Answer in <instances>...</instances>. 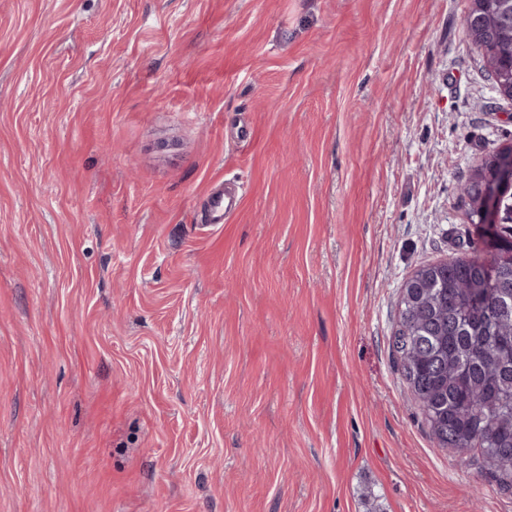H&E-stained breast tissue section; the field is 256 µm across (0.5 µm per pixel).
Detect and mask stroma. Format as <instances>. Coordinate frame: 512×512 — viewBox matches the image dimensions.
I'll return each mask as SVG.
<instances>
[{
  "mask_svg": "<svg viewBox=\"0 0 512 512\" xmlns=\"http://www.w3.org/2000/svg\"><path fill=\"white\" fill-rule=\"evenodd\" d=\"M469 7L0 0V512H512L392 345L512 145ZM234 186L236 189H225L224 192L216 193L211 198L209 208L205 213V220L208 224H222L224 219H229L233 215L239 193L240 195L242 193L240 184L236 182Z\"/></svg>",
  "mask_w": 512,
  "mask_h": 512,
  "instance_id": "1",
  "label": "stroma"
}]
</instances>
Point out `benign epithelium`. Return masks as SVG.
Here are the masks:
<instances>
[{
	"label": "benign epithelium",
	"mask_w": 512,
	"mask_h": 512,
	"mask_svg": "<svg viewBox=\"0 0 512 512\" xmlns=\"http://www.w3.org/2000/svg\"><path fill=\"white\" fill-rule=\"evenodd\" d=\"M512 0H472V8L466 16L467 33L470 40L482 51H487L485 20L493 6ZM496 91L512 100V52L501 58L494 68ZM469 185L478 198L477 211L483 224H501L507 215L501 208L504 192L512 188V146L503 147L487 156L474 170Z\"/></svg>",
	"instance_id": "7a95c632"
}]
</instances>
